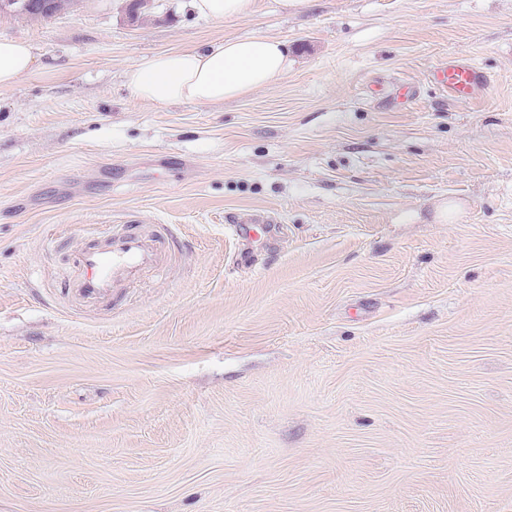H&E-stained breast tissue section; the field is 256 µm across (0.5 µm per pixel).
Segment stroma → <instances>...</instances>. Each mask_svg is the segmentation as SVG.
I'll use <instances>...</instances> for the list:
<instances>
[{
	"label": "stroma",
	"mask_w": 512,
	"mask_h": 512,
	"mask_svg": "<svg viewBox=\"0 0 512 512\" xmlns=\"http://www.w3.org/2000/svg\"><path fill=\"white\" fill-rule=\"evenodd\" d=\"M252 34L273 88L125 87ZM2 38L36 62L0 90V512H512V0H75ZM454 56L472 101L428 79ZM129 224L159 265L82 300ZM190 11L198 17L231 20L251 16L257 8L256 0H187ZM290 66L286 42L247 36L154 54L129 66L124 83L145 102L210 105L274 86ZM488 80L480 68L463 59L448 58L430 71V82L444 96L458 102L472 100Z\"/></svg>",
	"instance_id": "obj_1"
}]
</instances>
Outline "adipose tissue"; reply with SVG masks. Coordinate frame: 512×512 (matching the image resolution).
<instances>
[{
  "mask_svg": "<svg viewBox=\"0 0 512 512\" xmlns=\"http://www.w3.org/2000/svg\"><path fill=\"white\" fill-rule=\"evenodd\" d=\"M34 62L28 41L1 39L0 89L31 73ZM290 66L286 42L247 36L152 55L129 66L124 83L134 98L145 102L210 105L274 86Z\"/></svg>",
  "mask_w": 512,
  "mask_h": 512,
  "instance_id": "adipose-tissue-1",
  "label": "adipose tissue"
}]
</instances>
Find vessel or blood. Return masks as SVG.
Masks as SVG:
<instances>
[{
  "instance_id": "vessel-or-blood-1",
  "label": "vessel or blood",
  "mask_w": 512,
  "mask_h": 512,
  "mask_svg": "<svg viewBox=\"0 0 512 512\" xmlns=\"http://www.w3.org/2000/svg\"><path fill=\"white\" fill-rule=\"evenodd\" d=\"M430 81L444 96L458 102L472 100L476 92L488 84V78L480 68L455 58L433 67ZM158 263L156 239L130 229L110 237L103 246L81 251L76 291L89 301L110 295L116 282L135 279Z\"/></svg>"
}]
</instances>
